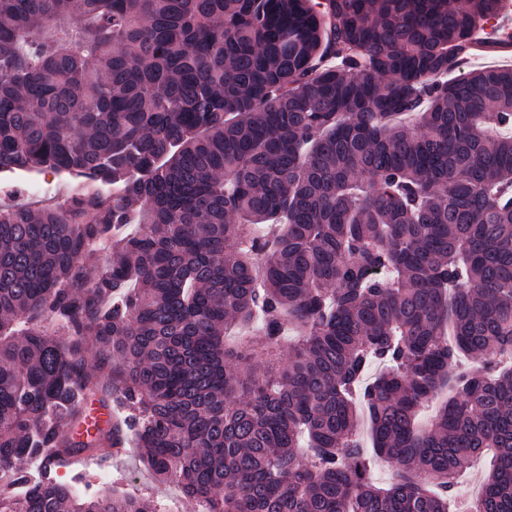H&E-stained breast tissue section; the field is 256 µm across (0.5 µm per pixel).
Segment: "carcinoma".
I'll return each instance as SVG.
<instances>
[{"mask_svg": "<svg viewBox=\"0 0 512 512\" xmlns=\"http://www.w3.org/2000/svg\"><path fill=\"white\" fill-rule=\"evenodd\" d=\"M502 10L0 0V171L116 186L0 211V512H160L21 467L131 443L207 512H448L491 451L457 510L512 512V68L447 79Z\"/></svg>", "mask_w": 512, "mask_h": 512, "instance_id": "carcinoma-1", "label": "carcinoma"}]
</instances>
